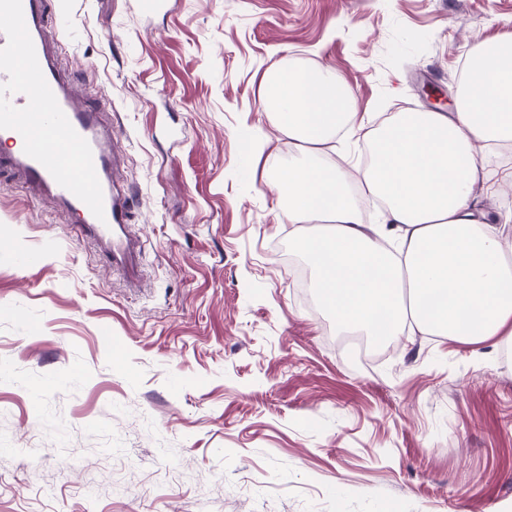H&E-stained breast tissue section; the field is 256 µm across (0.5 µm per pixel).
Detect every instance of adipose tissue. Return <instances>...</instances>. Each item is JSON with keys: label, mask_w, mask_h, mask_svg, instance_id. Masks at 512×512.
<instances>
[{"label": "adipose tissue", "mask_w": 512, "mask_h": 512, "mask_svg": "<svg viewBox=\"0 0 512 512\" xmlns=\"http://www.w3.org/2000/svg\"><path fill=\"white\" fill-rule=\"evenodd\" d=\"M465 73L482 96L467 91L455 111L399 112L379 124L358 120L351 89L327 67L262 76V107L298 155L274 186L316 299L339 329L495 338L512 349V212L497 224L474 212L475 189L490 176L476 143L512 141V37L483 44ZM346 130L363 132L373 150L359 193L330 159ZM365 193L383 200L381 223H365Z\"/></svg>", "instance_id": "adipose-tissue-1"}]
</instances>
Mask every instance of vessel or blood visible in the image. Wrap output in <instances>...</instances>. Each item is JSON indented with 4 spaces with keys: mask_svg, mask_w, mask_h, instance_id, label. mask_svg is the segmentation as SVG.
<instances>
[{
    "mask_svg": "<svg viewBox=\"0 0 512 512\" xmlns=\"http://www.w3.org/2000/svg\"><path fill=\"white\" fill-rule=\"evenodd\" d=\"M46 0H0V130L21 147L5 157L34 189L49 192L74 215L82 236L107 244L127 264L133 246L124 228L132 201L113 183L112 144L99 114L66 91L46 42Z\"/></svg>",
    "mask_w": 512,
    "mask_h": 512,
    "instance_id": "b4317fda",
    "label": "vessel or blood"
}]
</instances>
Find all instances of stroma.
I'll return each instance as SVG.
<instances>
[{"instance_id": "obj_1", "label": "stroma", "mask_w": 512, "mask_h": 512, "mask_svg": "<svg viewBox=\"0 0 512 512\" xmlns=\"http://www.w3.org/2000/svg\"><path fill=\"white\" fill-rule=\"evenodd\" d=\"M48 23L78 102L110 103L142 252L128 283L0 172V512H512V355L381 347L305 302L268 183L296 153L259 101L268 68L326 66L361 115L455 111L512 0H51ZM484 161L491 221L512 159Z\"/></svg>"}]
</instances>
